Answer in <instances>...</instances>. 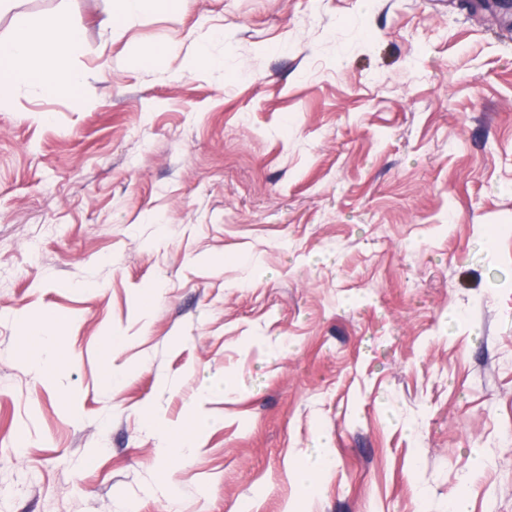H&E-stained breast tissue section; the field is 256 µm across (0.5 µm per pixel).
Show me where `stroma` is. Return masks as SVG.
Listing matches in <instances>:
<instances>
[{
    "label": "stroma",
    "mask_w": 512,
    "mask_h": 512,
    "mask_svg": "<svg viewBox=\"0 0 512 512\" xmlns=\"http://www.w3.org/2000/svg\"><path fill=\"white\" fill-rule=\"evenodd\" d=\"M112 2L0 15L112 60L0 98V512H168V479L180 512H512V25L185 0L115 40ZM25 317L65 320V364L31 370Z\"/></svg>",
    "instance_id": "1"
}]
</instances>
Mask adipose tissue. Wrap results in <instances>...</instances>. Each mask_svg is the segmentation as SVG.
<instances>
[{"label":"adipose tissue","instance_id":"adipose-tissue-1","mask_svg":"<svg viewBox=\"0 0 512 512\" xmlns=\"http://www.w3.org/2000/svg\"><path fill=\"white\" fill-rule=\"evenodd\" d=\"M180 7L183 0H115L112 13L102 25L113 38H121L129 24L153 10L159 3ZM84 51L83 35L58 13L32 24L18 21L8 36L0 37V92L9 94L31 89L43 96L70 92L109 68L111 60L101 57L96 70L71 68V61Z\"/></svg>","mask_w":512,"mask_h":512}]
</instances>
